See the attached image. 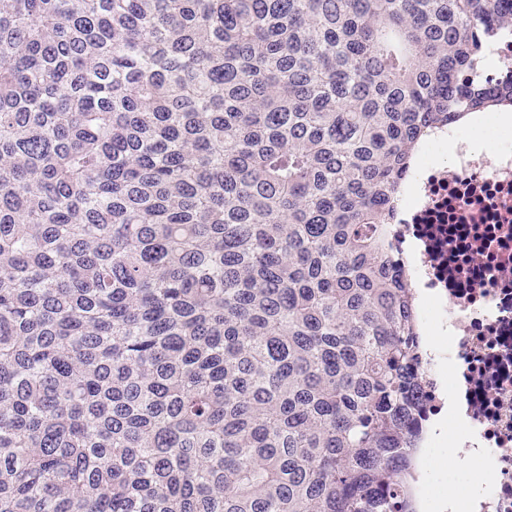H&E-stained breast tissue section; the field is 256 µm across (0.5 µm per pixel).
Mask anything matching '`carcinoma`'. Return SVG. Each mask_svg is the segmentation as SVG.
Here are the masks:
<instances>
[{
  "instance_id": "carcinoma-1",
  "label": "carcinoma",
  "mask_w": 512,
  "mask_h": 512,
  "mask_svg": "<svg viewBox=\"0 0 512 512\" xmlns=\"http://www.w3.org/2000/svg\"><path fill=\"white\" fill-rule=\"evenodd\" d=\"M504 0H0V512H416L384 213Z\"/></svg>"
}]
</instances>
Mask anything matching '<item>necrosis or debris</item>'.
I'll use <instances>...</instances> for the list:
<instances>
[{
  "label": "necrosis or debris",
  "mask_w": 512,
  "mask_h": 512,
  "mask_svg": "<svg viewBox=\"0 0 512 512\" xmlns=\"http://www.w3.org/2000/svg\"><path fill=\"white\" fill-rule=\"evenodd\" d=\"M471 78L512 82V27H500ZM500 110L437 128L393 203L395 270L425 338L427 420L419 452L456 450L466 512H512V135Z\"/></svg>",
  "instance_id": "1"
}]
</instances>
